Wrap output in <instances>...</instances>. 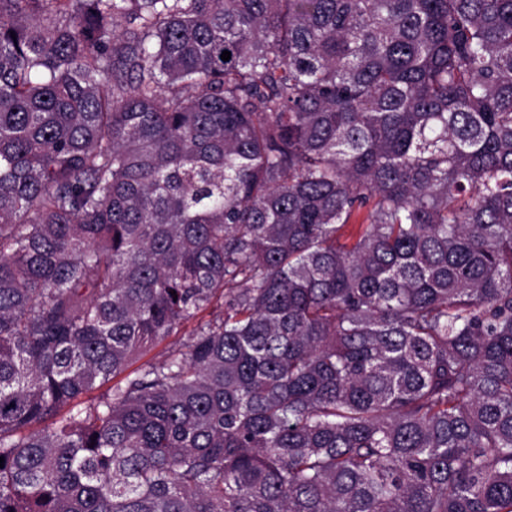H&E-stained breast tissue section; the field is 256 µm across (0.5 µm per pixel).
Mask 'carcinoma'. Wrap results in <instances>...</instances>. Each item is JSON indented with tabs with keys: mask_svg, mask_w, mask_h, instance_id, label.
<instances>
[{
	"mask_svg": "<svg viewBox=\"0 0 512 512\" xmlns=\"http://www.w3.org/2000/svg\"><path fill=\"white\" fill-rule=\"evenodd\" d=\"M0 457V512H512V0H0ZM193 326V322L186 324L182 328V331L178 336H171L170 338H168L167 340L153 348L146 355H144L135 365H133V367L136 368L139 365L148 361H157L163 359L164 356L167 354L169 348H178L181 343L185 342L188 339V335L191 332Z\"/></svg>",
	"mask_w": 512,
	"mask_h": 512,
	"instance_id": "carcinoma-1",
	"label": "carcinoma"
}]
</instances>
